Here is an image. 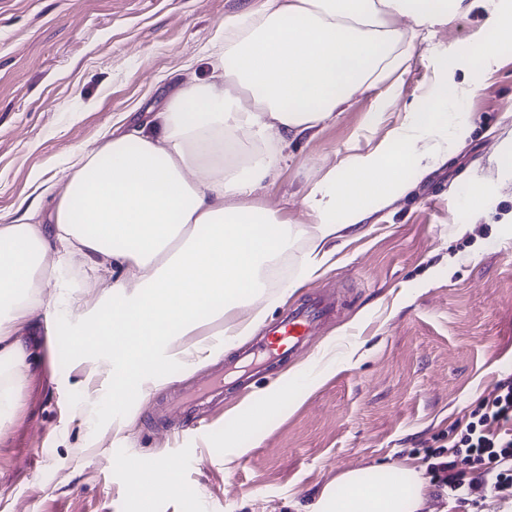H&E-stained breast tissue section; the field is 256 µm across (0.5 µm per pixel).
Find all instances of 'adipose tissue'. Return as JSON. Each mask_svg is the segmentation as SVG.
Returning <instances> with one entry per match:
<instances>
[{"label":"adipose tissue","mask_w":512,"mask_h":512,"mask_svg":"<svg viewBox=\"0 0 512 512\" xmlns=\"http://www.w3.org/2000/svg\"><path fill=\"white\" fill-rule=\"evenodd\" d=\"M483 5L488 13L477 48H449L428 104L376 147L347 156L307 194V248L299 277L327 267L341 233L357 234L372 215L421 174L462 145L459 109L470 87L454 74L478 51L495 62L512 42V0H256L223 43L205 50L217 81L190 83L173 94L158 128L133 130L83 151L53 205L51 230L19 218L0 224V423L15 410L30 355L23 327L43 307L42 290L66 288L54 278L73 252L99 273L106 302L80 321L46 317L51 334L76 346L96 344L112 367L114 421L130 414L125 393L139 396L170 382V372L205 366L252 335L265 320L259 269L287 250L295 227L263 205L258 190L276 176L279 148L316 136L356 96L378 90L372 121L394 98L419 41ZM251 307L238 318L239 307ZM221 331H210L214 321ZM279 384L249 402L245 416L225 418L219 437L237 447L248 418L273 424ZM419 472L375 465L342 473L323 487L312 512H420Z\"/></svg>","instance_id":"adipose-tissue-1"}]
</instances>
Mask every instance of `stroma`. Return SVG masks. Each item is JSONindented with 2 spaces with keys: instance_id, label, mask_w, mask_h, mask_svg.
<instances>
[{
  "instance_id": "stroma-1",
  "label": "stroma",
  "mask_w": 512,
  "mask_h": 512,
  "mask_svg": "<svg viewBox=\"0 0 512 512\" xmlns=\"http://www.w3.org/2000/svg\"><path fill=\"white\" fill-rule=\"evenodd\" d=\"M249 0H0V216L47 223L52 198L90 146L126 128L150 127L169 97L207 81L201 46L224 38ZM486 19L474 9L419 44L396 97L373 124L374 93L314 138L285 150L275 178L258 193L299 226L313 184L346 156L373 149L399 127L426 91L449 45L471 46ZM473 92L463 106L465 145L414 179L403 197L373 214L364 235L340 239L318 277L298 281L306 248L299 234L277 261L267 321L316 293L337 313L311 345L254 379L229 388L195 428L173 438L161 421L179 389L213 373L205 366L141 398L129 426L88 420L87 402L108 403L112 378L56 356L44 329L30 340L20 408L0 425V512H139L127 456L176 470L178 489L153 498L151 512H311L341 473L378 464L419 471L425 512H512V478L464 476L463 502L438 489L430 457L451 454L472 411L512 378V183L497 158L512 140V46L493 64L464 60L455 74ZM480 190L473 209L466 194ZM72 316L102 295L81 258L61 270ZM294 282L281 296L279 283ZM342 364L256 445L215 444L213 430L245 399L266 395L288 369L310 365L327 343ZM194 489L187 500L182 487Z\"/></svg>"
}]
</instances>
